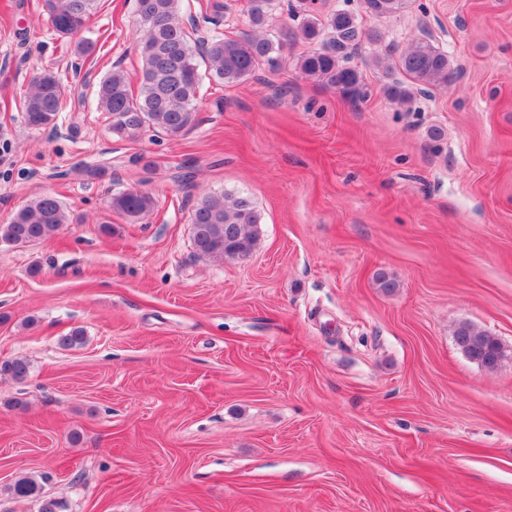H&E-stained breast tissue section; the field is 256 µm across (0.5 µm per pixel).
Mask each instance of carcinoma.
I'll use <instances>...</instances> for the list:
<instances>
[{"label":"carcinoma","mask_w":512,"mask_h":512,"mask_svg":"<svg viewBox=\"0 0 512 512\" xmlns=\"http://www.w3.org/2000/svg\"><path fill=\"white\" fill-rule=\"evenodd\" d=\"M99 0H43L42 12L54 33L70 41L74 51L87 55L95 48L83 37L89 31ZM413 0H358L357 8L325 10V0H295L293 17L299 20L291 37L313 45L294 57L295 67L307 78L339 92L354 102L368 95L363 70L354 62L355 53L366 43H379L386 34L365 18L380 20L396 17L411 8ZM276 0H247V16L252 32L230 37L212 31L196 35L184 22L192 10L191 0H137L142 37L138 43L137 79L122 68L105 74L96 90V108L111 118L110 130L120 138H134L145 129L172 139L185 135L197 121V101L202 76L197 59L208 65L219 85L242 84L262 66L277 71L288 64L284 48L288 38L267 33ZM371 65L388 77L398 70L409 80L384 85L387 98L409 104L415 92L448 85L455 77L448 54L432 41L417 38L404 48L390 42L387 54ZM25 124L33 129L54 128L59 113L65 111V87L52 70L34 73L20 98ZM155 206L152 194L128 188L112 194L109 210L137 219ZM69 217L61 200L42 194L15 211L0 224V241L26 245L55 236ZM192 239L199 257L241 259L249 256L259 239L262 214L254 200L245 194L210 193L191 210ZM454 340L462 353L487 369H495L505 356L501 342L467 322L454 330ZM30 367L23 358L0 362V375L15 381L28 377ZM17 498H32L38 512H64L61 500L50 497L31 477H21L12 486Z\"/></svg>","instance_id":"cac0c4a2"}]
</instances>
